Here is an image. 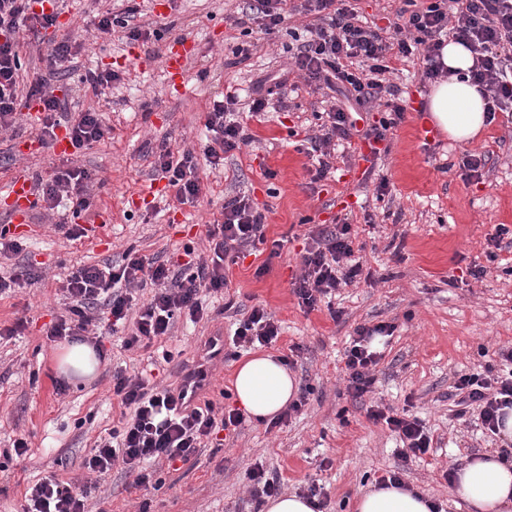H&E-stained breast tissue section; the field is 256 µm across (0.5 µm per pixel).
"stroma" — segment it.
Returning <instances> with one entry per match:
<instances>
[{"instance_id":"stroma-1","label":"stroma","mask_w":512,"mask_h":512,"mask_svg":"<svg viewBox=\"0 0 512 512\" xmlns=\"http://www.w3.org/2000/svg\"><path fill=\"white\" fill-rule=\"evenodd\" d=\"M236 0H147L143 17L151 27L172 22L177 36L164 50L186 55L178 79H171L165 58H150L141 46L100 38L98 13L119 10L120 0H65L58 22L79 47L88 68H112L121 83L85 93L78 77L68 78L80 108L100 112L111 131L84 150L77 164L95 170L97 191L108 221L100 234L72 241L54 219L35 209V229L22 252L0 262V270L32 269L34 276L0 297V327L29 319L27 330L0 342V512H19L27 488L56 475L64 482L84 478V456L97 437L119 419L112 406V372L152 373L158 383L178 387L184 370L207 336L229 330L253 306H264L282 326L272 354L302 348L293 369L298 384L312 392L303 411L286 425L246 420L216 454H203L191 470H160L165 484L157 491L128 484L121 466L99 480L92 493L106 512H137L150 499V512H256L247 473L254 464L277 474L283 493H306L310 485L328 496L325 512H353L361 489L394 469L400 446L386 425L366 417L368 405L406 408L420 418L434 438L433 454L410 463L405 476L411 489L427 492L444 512H460L444 473L455 461L500 448L476 412L458 416L453 389L457 375L498 365L497 350L512 346V237L500 248L489 245L495 225L512 229V123L495 121L465 143L437 135L427 144L414 135V112L388 132L389 150L375 164L359 154L336 157L326 179L312 182L310 161L300 130L317 129L321 91L300 85L278 111L249 117L246 102L254 82L277 75L289 58L283 40L253 28L255 47L248 60L231 64L230 48L238 28L230 19ZM208 70L199 78L200 70ZM238 96V119L251 143L226 159L224 168L200 165L202 192L195 204H177L166 180L152 178L148 156L161 144L202 155L205 117L224 93ZM26 124L0 134V225L9 223L3 199L13 177L43 173L59 165L50 151L21 155L28 141ZM468 153H485L482 180L465 181L458 167ZM275 178L268 179L264 170ZM386 194H379L380 181ZM248 196L266 217V237L284 248L272 258L259 252L227 263L230 288L215 299L210 318L181 325L173 336L135 351L119 337L105 336V358L94 377L67 378L57 393L55 379L60 343L42 334L66 302L61 283L83 264L120 259L135 247L141 254L178 260L184 247L205 253V226L219 215L225 196ZM349 214L363 244L364 278L333 292L330 307L304 312L291 291L300 273V255L318 225ZM483 270L474 278L473 270ZM340 310L332 319L331 310ZM394 324L383 345L376 381L364 403H354L339 372L346 347L362 325ZM248 351L225 345L224 358L212 367L205 398L231 395L235 369ZM28 451L5 458L18 435Z\"/></svg>"}]
</instances>
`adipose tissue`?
<instances>
[{"label": "adipose tissue", "instance_id": "obj_1", "mask_svg": "<svg viewBox=\"0 0 512 512\" xmlns=\"http://www.w3.org/2000/svg\"><path fill=\"white\" fill-rule=\"evenodd\" d=\"M442 63L450 69L447 80L432 85L428 110L437 126L456 142L475 138L486 125L485 101L469 78L472 55L448 41ZM236 401L255 420L272 419L293 398L295 380L282 360L260 354L243 360L234 374ZM453 494L471 512H512V459L500 453L487 459L467 460L456 471ZM431 497L397 487L370 489L355 498V512H432Z\"/></svg>", "mask_w": 512, "mask_h": 512}]
</instances>
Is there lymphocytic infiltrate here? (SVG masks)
<instances>
[{"label":"lymphocytic infiltrate","instance_id":"1","mask_svg":"<svg viewBox=\"0 0 512 512\" xmlns=\"http://www.w3.org/2000/svg\"><path fill=\"white\" fill-rule=\"evenodd\" d=\"M391 28H374L363 22L357 12L339 5L338 0H243L233 12L234 25L258 24L265 34L281 32L285 19L296 9L314 14L308 35L290 50L289 57L306 85L335 89L343 85L360 104L381 99L388 92L387 75L392 59L419 55L424 62L422 75L434 80L444 77L439 51L445 37L459 41L474 56L472 81L487 102L489 114L512 112V0H403ZM138 0H128L118 12L99 14L98 34L141 43L147 54L161 53L160 43L173 31V24L159 29L146 28L141 20ZM56 14H38L29 0H0V130H7L21 117V101H34L38 114L30 124V135L43 147H50L57 129H65L75 152H82L104 138L108 132L101 115L94 109L71 110L68 96L58 95L53 76L68 72L77 54L70 38L49 42L46 58L49 76L29 77L22 62V48L29 35L55 26ZM237 103L234 94L214 101L206 114L209 134L202 156L185 150L174 153L160 146L150 163L152 171L168 182L177 202L192 204L201 193L197 175L199 160L211 168L222 165L226 155L249 144L241 123L234 118ZM355 125L343 107L331 105L320 134L306 135L312 152L310 174L313 180L325 179L332 168V142L351 143ZM94 171L62 165L46 175L31 178L33 194L42 209L54 212L66 205L72 219L66 236L77 241L87 235L86 219L92 218L95 205ZM205 238L210 258L198 259L187 276H179L168 263L126 249L118 263L80 266L72 269L62 283L68 304L46 329L48 340H102L104 334H122L128 350L151 346L172 336L178 319L191 323L207 320V298L223 296L230 281L224 264L231 255L250 247L270 244L271 256H279L282 241H268L265 217L255 210L248 197L225 199L219 218L206 226ZM363 263L355 254L352 226L348 219L319 228L311 234V243L301 256V273L292 282L299 306L313 311L336 288L357 280ZM154 291L146 303L134 306L133 293L144 283ZM388 323L362 325L345 352L341 373L346 390L353 399L370 393L375 382L374 369L382 358L375 341L392 335ZM281 335L277 320L263 306L252 307L237 323L232 336L236 347L268 346ZM497 355L508 367L496 373L460 375L455 388L474 406L483 428L497 433L503 409H512V347L499 348ZM112 396L120 407L119 424L107 436L99 438L83 460V467L96 476L108 474L122 464L133 486L161 488L157 476L160 463L174 464L198 458L221 432L237 431L245 421L236 410L204 400L186 406L181 391L132 376L125 369L112 372ZM367 417L373 423H385L399 439L401 467L381 477L379 486H404L403 467L430 452L433 439L421 420L380 405L370 406ZM91 485L73 490L71 483L45 477L25 494L22 512H93Z\"/></svg>","mask_w":512,"mask_h":512}]
</instances>
